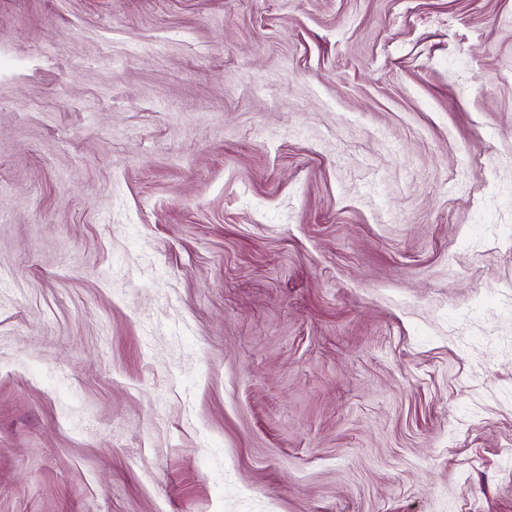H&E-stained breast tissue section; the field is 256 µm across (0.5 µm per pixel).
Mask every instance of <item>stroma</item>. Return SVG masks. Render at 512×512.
Wrapping results in <instances>:
<instances>
[{
  "label": "stroma",
  "instance_id": "stroma-1",
  "mask_svg": "<svg viewBox=\"0 0 512 512\" xmlns=\"http://www.w3.org/2000/svg\"><path fill=\"white\" fill-rule=\"evenodd\" d=\"M512 0H0V512H512Z\"/></svg>",
  "mask_w": 512,
  "mask_h": 512
}]
</instances>
